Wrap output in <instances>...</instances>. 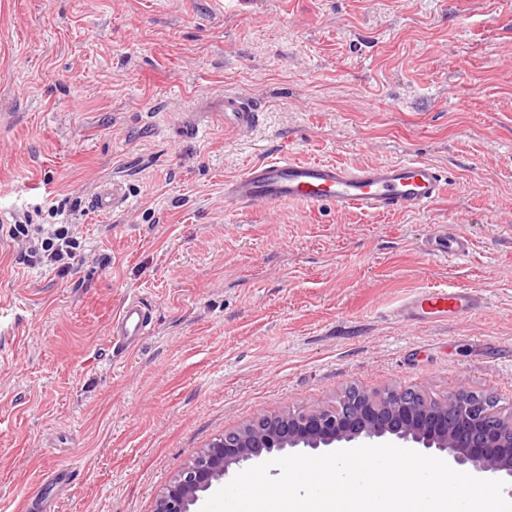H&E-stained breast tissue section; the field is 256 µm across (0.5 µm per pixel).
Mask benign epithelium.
<instances>
[{"label": "benign epithelium", "mask_w": 512, "mask_h": 512, "mask_svg": "<svg viewBox=\"0 0 512 512\" xmlns=\"http://www.w3.org/2000/svg\"><path fill=\"white\" fill-rule=\"evenodd\" d=\"M396 440L446 454L457 471L512 479V412L503 414L495 399L463 386L439 400L410 388L368 393L349 387L332 407L263 415L225 432L174 477L155 512H193L201 494L220 484L231 469L264 454Z\"/></svg>", "instance_id": "benign-epithelium-1"}]
</instances>
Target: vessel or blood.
<instances>
[{
  "mask_svg": "<svg viewBox=\"0 0 512 512\" xmlns=\"http://www.w3.org/2000/svg\"><path fill=\"white\" fill-rule=\"evenodd\" d=\"M223 107L225 125L247 129L260 120L247 95H225ZM445 186L442 170L422 159L348 166L278 157L256 162L225 179L224 202L239 209L301 202L341 212L365 210L384 215L423 210L442 196ZM123 202L120 187L113 182L98 192L95 206L97 211L108 213ZM483 304L481 297L464 288H430L410 299L400 315L411 324L437 323L468 314ZM112 326L116 335L130 341L145 335L148 316L143 304L129 299Z\"/></svg>",
  "mask_w": 512,
  "mask_h": 512,
  "instance_id": "1",
  "label": "vessel or blood"
}]
</instances>
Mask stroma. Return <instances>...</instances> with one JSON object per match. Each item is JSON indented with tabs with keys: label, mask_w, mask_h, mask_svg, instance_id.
Listing matches in <instances>:
<instances>
[{
	"label": "stroma",
	"mask_w": 512,
	"mask_h": 512,
	"mask_svg": "<svg viewBox=\"0 0 512 512\" xmlns=\"http://www.w3.org/2000/svg\"><path fill=\"white\" fill-rule=\"evenodd\" d=\"M228 92L256 126L225 128ZM280 156L424 159L447 189L415 214L225 205ZM21 217L73 225L69 273L22 263ZM443 226L468 254L433 251ZM445 285L486 304L400 320ZM130 298L151 329L127 349ZM0 302V512L64 468L53 512H154L225 431L350 385L512 409V0H0ZM126 199L120 193L119 184L107 183L105 186L98 192L95 206L96 210L101 213H109L112 209H116L120 207ZM148 316L138 299H129L112 321L114 336H124L131 343L136 337L144 336L148 329Z\"/></svg>",
	"instance_id": "1"
}]
</instances>
